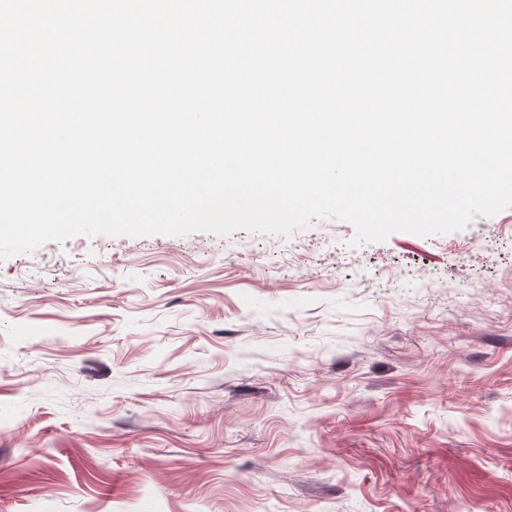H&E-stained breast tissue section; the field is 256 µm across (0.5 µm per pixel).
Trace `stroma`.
Wrapping results in <instances>:
<instances>
[{
    "label": "stroma",
    "mask_w": 512,
    "mask_h": 512,
    "mask_svg": "<svg viewBox=\"0 0 512 512\" xmlns=\"http://www.w3.org/2000/svg\"><path fill=\"white\" fill-rule=\"evenodd\" d=\"M355 234L0 260V512H512V208Z\"/></svg>",
    "instance_id": "stroma-1"
}]
</instances>
